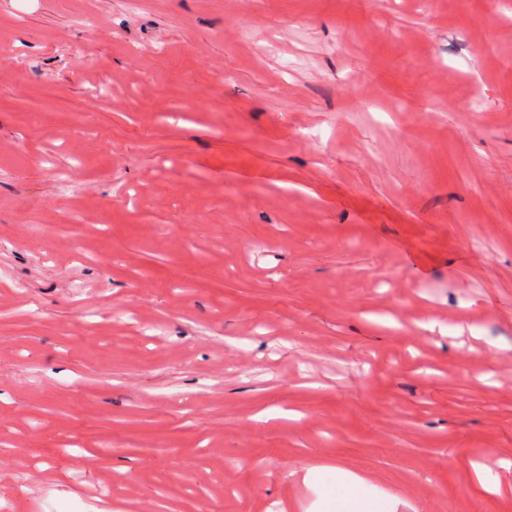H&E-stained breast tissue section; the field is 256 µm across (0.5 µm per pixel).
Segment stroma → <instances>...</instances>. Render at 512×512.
Here are the masks:
<instances>
[{"label":"stroma","mask_w":512,"mask_h":512,"mask_svg":"<svg viewBox=\"0 0 512 512\" xmlns=\"http://www.w3.org/2000/svg\"><path fill=\"white\" fill-rule=\"evenodd\" d=\"M334 467L512 512V0H0V512Z\"/></svg>","instance_id":"stroma-1"}]
</instances>
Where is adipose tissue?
<instances>
[{
	"mask_svg": "<svg viewBox=\"0 0 512 512\" xmlns=\"http://www.w3.org/2000/svg\"><path fill=\"white\" fill-rule=\"evenodd\" d=\"M320 501L329 512H400L404 505L397 497L379 499L367 477L342 469L335 483L323 489Z\"/></svg>",
	"mask_w": 512,
	"mask_h": 512,
	"instance_id": "ef3b65f1",
	"label": "adipose tissue"
}]
</instances>
